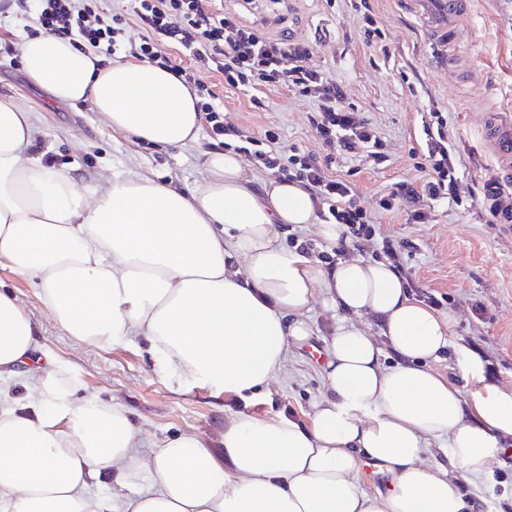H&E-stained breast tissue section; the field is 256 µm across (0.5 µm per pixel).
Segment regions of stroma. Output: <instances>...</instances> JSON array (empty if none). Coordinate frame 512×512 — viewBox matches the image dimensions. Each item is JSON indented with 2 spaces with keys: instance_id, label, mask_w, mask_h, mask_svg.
<instances>
[{
  "instance_id": "stroma-1",
  "label": "stroma",
  "mask_w": 512,
  "mask_h": 512,
  "mask_svg": "<svg viewBox=\"0 0 512 512\" xmlns=\"http://www.w3.org/2000/svg\"><path fill=\"white\" fill-rule=\"evenodd\" d=\"M357 0H203L204 8L235 14L263 35L309 44L311 68L336 78L345 103L363 112L379 129L388 156L373 168L360 153L337 156L331 170L348 179L368 210L396 183L420 182L414 155L423 143L422 115L438 110L461 158L458 191L462 207L431 204L429 219L411 224L415 205L408 198L395 211L378 213L379 240H347L345 257L377 259L381 238L400 244L407 274L424 291L443 296L440 314L448 316L453 343L478 350L498 384L512 385V223L490 220L484 182L494 174V157L485 138L488 113H512V0H464L448 38V59L440 61L424 20L406 0H370L382 46L364 34ZM215 93L226 122L255 133L277 128L284 154L312 152L325 157L308 116V99L279 87L265 91L263 106L254 92L225 85L222 77L198 72ZM0 93L13 95L36 112L38 130L31 151L70 171L85 193L116 172H134L185 186L201 179V154L215 147L208 125L195 143L162 149L137 143L114 131L87 103L52 100L26 77L19 52L0 51ZM0 284L12 290L32 312L38 346L64 364L66 377L80 381L79 395L114 399L128 410L133 424L153 438L191 432L217 439L229 408L261 418L275 413H308L322 397L324 339L337 320L322 301L306 318L314 334L291 346L287 372L271 383L269 396L240 404L204 387L180 388L147 346L81 345L66 336L44 310L37 291L24 278L0 268ZM491 512H512V447L501 449L485 473L468 486Z\"/></svg>"
}]
</instances>
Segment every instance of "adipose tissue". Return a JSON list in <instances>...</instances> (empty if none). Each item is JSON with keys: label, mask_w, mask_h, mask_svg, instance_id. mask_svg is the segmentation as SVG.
Instances as JSON below:
<instances>
[{"label": "adipose tissue", "mask_w": 512, "mask_h": 512, "mask_svg": "<svg viewBox=\"0 0 512 512\" xmlns=\"http://www.w3.org/2000/svg\"><path fill=\"white\" fill-rule=\"evenodd\" d=\"M27 78L57 101L90 103L113 130L161 148L196 141L195 90L139 60L102 64L51 33L19 44ZM35 116L0 95V267L31 282L76 343L149 342L185 388L249 398L312 334L324 299L348 319L326 342L325 392L305 421L228 414L221 452L194 433L145 450L125 408L80 399L61 368L10 382L36 349L35 321L0 290V512H481L465 485L512 441V387L485 380L482 358L452 347L446 317L415 299L385 261L325 268L280 243L311 224L299 183L249 175L235 152L201 156L180 189L134 173L85 194L29 153ZM376 321L379 332L360 327ZM457 378L433 364L446 354ZM478 387L463 395L459 380ZM374 464L384 481L365 491ZM104 494H92L96 484Z\"/></svg>", "instance_id": "ef3b65f1"}]
</instances>
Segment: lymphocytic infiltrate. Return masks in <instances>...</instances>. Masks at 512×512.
I'll use <instances>...</instances> for the list:
<instances>
[{
	"mask_svg": "<svg viewBox=\"0 0 512 512\" xmlns=\"http://www.w3.org/2000/svg\"><path fill=\"white\" fill-rule=\"evenodd\" d=\"M12 0L20 12H33L34 21L47 32L113 50L120 40L123 18L118 14L97 13L99 0ZM135 17L160 35V42L143 41L132 48V57L162 67L176 76H186V67L174 64L161 42L189 50L196 67L221 76L228 86L259 89L281 86L313 103L309 121L323 144L330 149L325 159L312 153L283 155L280 134L268 128L260 133L239 129L226 123L217 109L214 92L197 84L198 106L206 115L211 136L224 148L252 157L260 171L301 183L315 200L319 217L338 224L344 235L373 240L377 234L374 214L360 205L350 182L333 175L334 151L344 153L363 147L364 161L371 167L384 166L388 160L377 127L363 114L346 106L344 93L335 78L308 67V43L301 40L277 41L242 24L235 15L204 10L200 0H135ZM422 155L417 164L423 174L420 184L398 183L395 190L383 195L380 212H391L396 200L409 197L419 201L407 221L420 224L427 220L426 202L462 206L458 193L461 159L448 136V122L441 112L429 115L423 123Z\"/></svg>",
	"mask_w": 512,
	"mask_h": 512,
	"instance_id": "f902f5d3",
	"label": "lymphocytic infiltrate"
}]
</instances>
